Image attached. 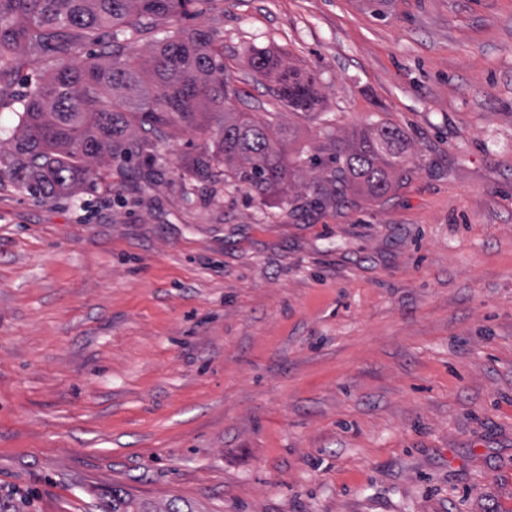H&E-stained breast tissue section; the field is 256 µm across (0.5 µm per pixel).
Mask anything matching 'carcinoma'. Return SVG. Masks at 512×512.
Segmentation results:
<instances>
[{
    "mask_svg": "<svg viewBox=\"0 0 512 512\" xmlns=\"http://www.w3.org/2000/svg\"><path fill=\"white\" fill-rule=\"evenodd\" d=\"M192 0H0V72L13 68L22 52L57 62L43 82L18 101L12 150L0 154L7 175L35 197H56L122 162L152 174L159 154L158 133L183 124L206 136L210 125L196 120L198 101L222 115L213 145L183 163L198 180L218 176L226 166L238 182L259 194L290 190L294 167L272 137L273 113L259 117L232 107L235 89L224 71V53L210 32L164 29L186 13ZM165 30L149 60L129 50L131 41ZM100 34L111 38L109 59L81 55ZM253 70L273 83L269 90L293 112L320 102L316 76L263 51L251 57ZM332 153L309 156V168L334 165L330 182L342 201L358 181L371 194L387 193L407 161L406 138L382 123L341 140L325 132ZM30 497L0 499V512H28ZM147 512L134 499L112 492V509Z\"/></svg>",
    "mask_w": 512,
    "mask_h": 512,
    "instance_id": "obj_1",
    "label": "carcinoma"
}]
</instances>
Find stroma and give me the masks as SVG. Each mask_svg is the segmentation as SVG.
<instances>
[{"instance_id": "1", "label": "stroma", "mask_w": 512, "mask_h": 512, "mask_svg": "<svg viewBox=\"0 0 512 512\" xmlns=\"http://www.w3.org/2000/svg\"><path fill=\"white\" fill-rule=\"evenodd\" d=\"M240 109L410 140L381 198L152 175L0 178V496L98 512H512V0H194ZM316 74L289 111L254 51ZM50 61L0 75V150Z\"/></svg>"}]
</instances>
